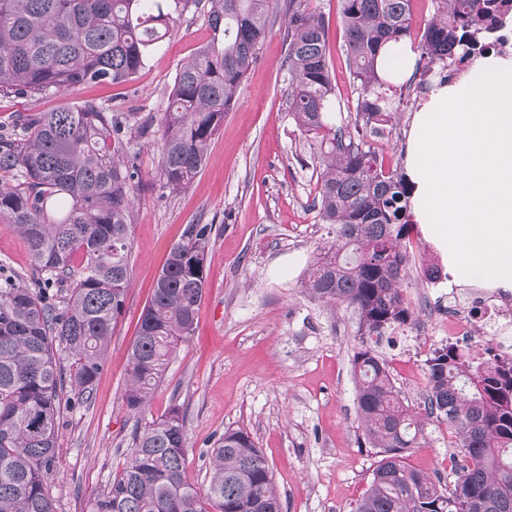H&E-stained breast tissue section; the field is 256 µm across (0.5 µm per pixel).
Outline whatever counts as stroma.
Segmentation results:
<instances>
[{
    "mask_svg": "<svg viewBox=\"0 0 512 512\" xmlns=\"http://www.w3.org/2000/svg\"><path fill=\"white\" fill-rule=\"evenodd\" d=\"M313 6L329 21L332 103L341 122L354 117L358 93L341 48L337 0H313ZM211 38L203 10L189 8L132 81L86 84L40 99L0 98V120L86 101L159 116L181 62ZM287 48L288 0H278L259 60L187 189L170 192L159 178L160 125L135 143L131 286L91 396L61 418L62 451L50 475L56 512H88L121 469L133 429L174 406L185 417L188 475L197 485L206 483L211 450L227 429L246 430L262 449L284 512H351L372 479L376 456L361 443L352 369L357 313L316 298L306 286L311 265L336 232L312 207L322 164L288 110ZM440 70L433 64L405 82L383 141L392 163H403L411 120ZM190 224L213 227L197 324L175 349L149 405L133 414L122 401L128 352L167 254ZM407 255L404 294L416 323L386 355L402 397L416 404L425 392L427 357L448 341L436 314L447 305L449 288L422 273L443 261L422 227H415ZM32 264L25 241L0 223V267L27 280ZM452 453L447 427L433 422L406 461L445 484Z\"/></svg>",
    "mask_w": 512,
    "mask_h": 512,
    "instance_id": "obj_1",
    "label": "stroma"
}]
</instances>
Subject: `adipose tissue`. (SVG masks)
I'll return each mask as SVG.
<instances>
[{
	"label": "adipose tissue",
	"instance_id": "obj_1",
	"mask_svg": "<svg viewBox=\"0 0 512 512\" xmlns=\"http://www.w3.org/2000/svg\"><path fill=\"white\" fill-rule=\"evenodd\" d=\"M412 209L450 283L512 291V54L432 82L406 146Z\"/></svg>",
	"mask_w": 512,
	"mask_h": 512
}]
</instances>
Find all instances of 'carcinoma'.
<instances>
[{
  "label": "carcinoma",
  "instance_id": "cac0c4a2",
  "mask_svg": "<svg viewBox=\"0 0 512 512\" xmlns=\"http://www.w3.org/2000/svg\"><path fill=\"white\" fill-rule=\"evenodd\" d=\"M213 37L179 67L162 128L160 169L173 192L208 160V144L257 63L275 0H208ZM313 0H288V111L324 165L314 207L336 241L311 265L307 288L357 309L353 356L365 442L377 460L352 512H512V353L444 344L426 359L423 405L405 403L383 352L414 322L403 296L414 230L405 174L377 142L391 121L393 84L376 68L382 47L410 33L411 0H338L354 120L332 115L329 22ZM421 54L470 56L499 0H432ZM201 0H0V97L126 84L180 16ZM153 117L93 102L0 122V222L26 240L38 287L0 280V512H55L48 477L59 453L61 393L73 409L105 367L130 284L136 139ZM212 225L190 224L169 250L129 353L123 400L146 407L178 342L193 334L206 288ZM81 255L82 268L73 259ZM73 363L65 367L62 353ZM448 425L461 449L448 487L405 462L426 422ZM89 512H283L271 468L248 432L224 431L207 484L186 476L184 415L176 407L131 438L122 470Z\"/></svg>",
  "mask_w": 512,
  "mask_h": 512
}]
</instances>
